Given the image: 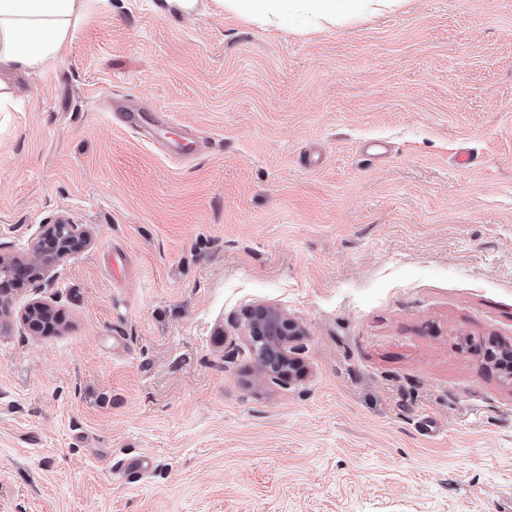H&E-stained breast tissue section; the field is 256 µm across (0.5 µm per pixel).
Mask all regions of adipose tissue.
<instances>
[{
	"instance_id": "adipose-tissue-1",
	"label": "adipose tissue",
	"mask_w": 512,
	"mask_h": 512,
	"mask_svg": "<svg viewBox=\"0 0 512 512\" xmlns=\"http://www.w3.org/2000/svg\"><path fill=\"white\" fill-rule=\"evenodd\" d=\"M387 0H224L225 11L246 20L289 21L301 13L332 24L385 7ZM84 13V0H0V112L15 101L9 81L17 70L40 71L65 53Z\"/></svg>"
}]
</instances>
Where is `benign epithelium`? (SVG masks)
Returning <instances> with one entry per match:
<instances>
[{
	"label": "benign epithelium",
	"mask_w": 512,
	"mask_h": 512,
	"mask_svg": "<svg viewBox=\"0 0 512 512\" xmlns=\"http://www.w3.org/2000/svg\"><path fill=\"white\" fill-rule=\"evenodd\" d=\"M90 238L80 225L60 219L42 225L40 234L31 241L24 258L0 254V303L4 295L25 287L34 277L43 274L67 256L86 249ZM25 320L35 332L49 327L53 311L43 302L28 307ZM248 330L254 342L263 341L270 348L271 359L262 367L267 374H279L287 361L285 343L299 335L295 325L279 311L260 308L250 318Z\"/></svg>",
	"instance_id": "7a95c632"
}]
</instances>
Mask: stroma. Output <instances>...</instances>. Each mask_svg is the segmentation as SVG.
<instances>
[{
    "instance_id": "obj_1",
    "label": "stroma",
    "mask_w": 512,
    "mask_h": 512,
    "mask_svg": "<svg viewBox=\"0 0 512 512\" xmlns=\"http://www.w3.org/2000/svg\"><path fill=\"white\" fill-rule=\"evenodd\" d=\"M87 0L0 112V512H497L512 492V0L315 30ZM211 141L181 165L115 97ZM59 322L34 334L27 305ZM302 330L265 374L254 308ZM150 459L137 478L123 461ZM90 245V238L80 224L59 219L42 225L40 234L31 241L25 258L0 254V303L5 294L24 288L34 277L48 271L67 256ZM35 275V276H34Z\"/></svg>"
}]
</instances>
